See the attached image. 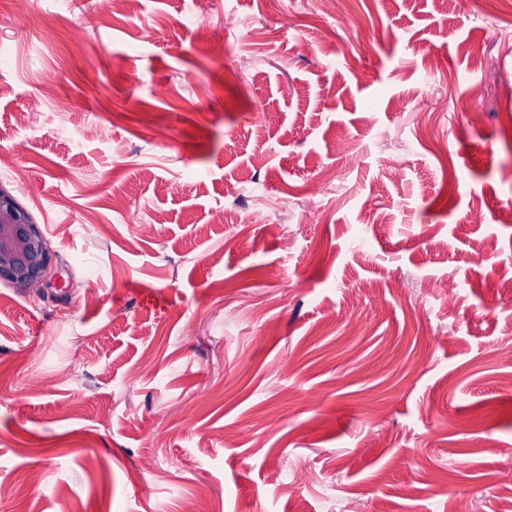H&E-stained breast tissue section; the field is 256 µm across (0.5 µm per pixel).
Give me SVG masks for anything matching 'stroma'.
<instances>
[{
	"instance_id": "35a3bbf8",
	"label": "stroma",
	"mask_w": 512,
	"mask_h": 512,
	"mask_svg": "<svg viewBox=\"0 0 512 512\" xmlns=\"http://www.w3.org/2000/svg\"><path fill=\"white\" fill-rule=\"evenodd\" d=\"M283 2L0 0V512L512 488V0ZM51 254L28 213L0 188V279L33 288L48 275Z\"/></svg>"
}]
</instances>
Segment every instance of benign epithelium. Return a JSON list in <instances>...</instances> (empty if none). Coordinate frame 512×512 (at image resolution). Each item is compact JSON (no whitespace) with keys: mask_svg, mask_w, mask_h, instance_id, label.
<instances>
[{"mask_svg":"<svg viewBox=\"0 0 512 512\" xmlns=\"http://www.w3.org/2000/svg\"><path fill=\"white\" fill-rule=\"evenodd\" d=\"M51 254L28 213L0 188V279L32 288L48 275Z\"/></svg>","mask_w":512,"mask_h":512,"instance_id":"7a95c632","label":"benign epithelium"}]
</instances>
